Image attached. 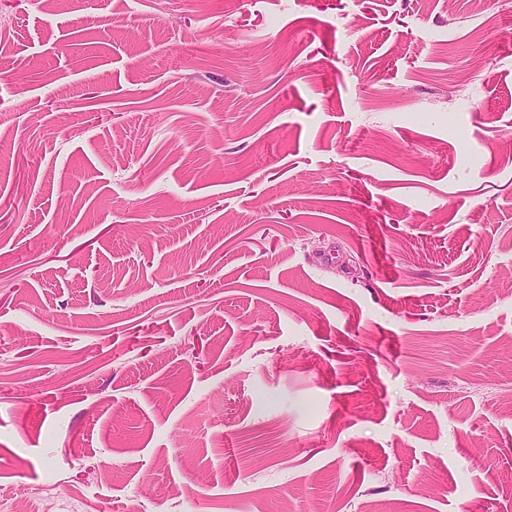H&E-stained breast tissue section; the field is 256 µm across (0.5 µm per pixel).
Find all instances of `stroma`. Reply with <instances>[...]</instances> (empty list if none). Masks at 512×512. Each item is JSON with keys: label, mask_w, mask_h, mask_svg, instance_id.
Returning a JSON list of instances; mask_svg holds the SVG:
<instances>
[{"label": "stroma", "mask_w": 512, "mask_h": 512, "mask_svg": "<svg viewBox=\"0 0 512 512\" xmlns=\"http://www.w3.org/2000/svg\"><path fill=\"white\" fill-rule=\"evenodd\" d=\"M0 39V512H512V0Z\"/></svg>", "instance_id": "obj_1"}]
</instances>
